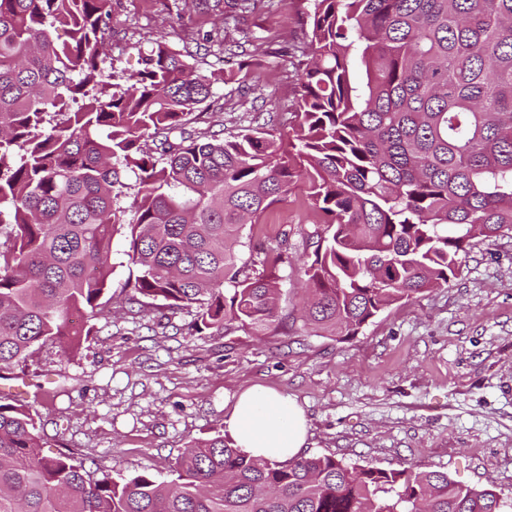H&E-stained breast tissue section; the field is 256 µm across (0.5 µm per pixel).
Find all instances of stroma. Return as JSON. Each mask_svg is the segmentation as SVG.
Instances as JSON below:
<instances>
[{"mask_svg":"<svg viewBox=\"0 0 512 512\" xmlns=\"http://www.w3.org/2000/svg\"><path fill=\"white\" fill-rule=\"evenodd\" d=\"M298 0H272L255 11L203 12L195 0H112L106 53L123 78L139 67L174 21L203 74L244 69L232 85L215 84L202 117L225 133L254 112L272 113L280 129L295 121L298 76L280 48L301 35ZM252 45L239 47L241 29ZM224 51L203 47L213 30ZM259 72L264 90L251 89ZM303 184L255 234L263 248L288 235L282 308L298 316L315 246ZM126 229L112 239V312L95 320L72 354L49 342L24 368L0 377L21 386L44 438L43 452L76 447L85 465L113 478L147 472L172 481L192 440L223 430L245 388L263 386L294 398L304 411L303 454H327L381 469L444 470L459 484L512 493V237L481 240L448 284L388 307L358 335L342 339L295 327L254 334L235 328L188 332L192 316L132 304L125 283L134 268Z\"/></svg>","mask_w":512,"mask_h":512,"instance_id":"35a3bbf8","label":"stroma"}]
</instances>
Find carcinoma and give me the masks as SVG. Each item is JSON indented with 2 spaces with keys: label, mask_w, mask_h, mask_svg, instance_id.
Returning <instances> with one entry per match:
<instances>
[{
  "label": "carcinoma",
  "mask_w": 512,
  "mask_h": 512,
  "mask_svg": "<svg viewBox=\"0 0 512 512\" xmlns=\"http://www.w3.org/2000/svg\"><path fill=\"white\" fill-rule=\"evenodd\" d=\"M302 2L297 122L283 133L257 112L225 137L188 116L239 72L199 73L180 29L120 83L105 73L112 0H0V366L90 334L112 302L119 226L131 300L194 310L198 334L288 331L267 273L288 237L270 254L246 228L298 181L323 225L303 267L316 333L355 336L448 283L472 240L512 236V0ZM41 448L31 410L1 396L0 512H512L442 470L271 462L220 433L192 441L171 482L116 481Z\"/></svg>",
  "instance_id": "obj_1"
}]
</instances>
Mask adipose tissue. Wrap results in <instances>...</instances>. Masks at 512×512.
Instances as JSON below:
<instances>
[{"mask_svg":"<svg viewBox=\"0 0 512 512\" xmlns=\"http://www.w3.org/2000/svg\"><path fill=\"white\" fill-rule=\"evenodd\" d=\"M225 425L236 447L268 461L295 457L307 434L304 413L295 400L261 388L240 393Z\"/></svg>","mask_w":512,"mask_h":512,"instance_id":"adipose-tissue-1","label":"adipose tissue"}]
</instances>
